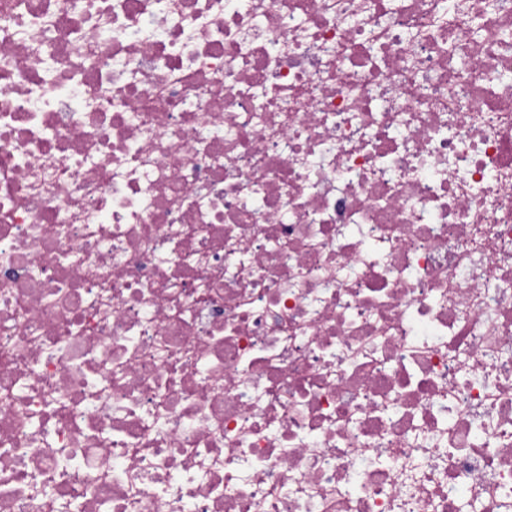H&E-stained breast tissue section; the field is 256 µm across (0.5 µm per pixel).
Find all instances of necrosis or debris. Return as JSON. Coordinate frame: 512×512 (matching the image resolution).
<instances>
[{
  "mask_svg": "<svg viewBox=\"0 0 512 512\" xmlns=\"http://www.w3.org/2000/svg\"><path fill=\"white\" fill-rule=\"evenodd\" d=\"M512 512V0H0V512Z\"/></svg>",
  "mask_w": 512,
  "mask_h": 512,
  "instance_id": "1",
  "label": "necrosis or debris"
}]
</instances>
